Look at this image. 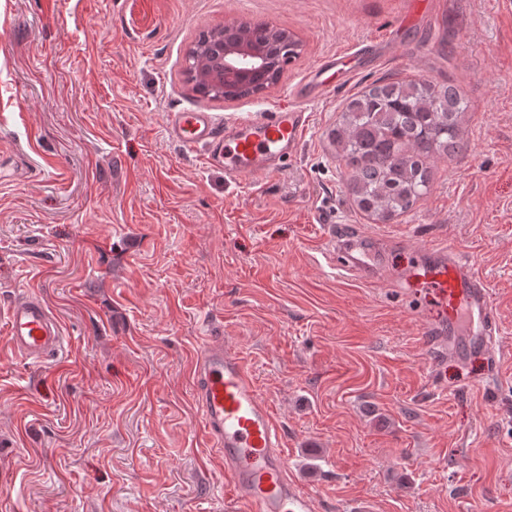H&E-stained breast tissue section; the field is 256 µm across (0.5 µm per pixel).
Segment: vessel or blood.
Returning a JSON list of instances; mask_svg holds the SVG:
<instances>
[{"label": "vessel or blood", "instance_id": "vessel-or-blood-1", "mask_svg": "<svg viewBox=\"0 0 512 512\" xmlns=\"http://www.w3.org/2000/svg\"><path fill=\"white\" fill-rule=\"evenodd\" d=\"M399 34L395 27L383 39L325 57L297 88V104L224 126L207 112H175L169 116L170 134L184 147H203L207 163L223 169L229 182L280 173L310 126L303 102L326 99L333 85L352 79L354 59L395 49ZM335 238L332 258L338 273L366 282L379 277L383 262L372 236L340 228ZM402 279L416 286L419 308L428 313L443 347L459 356L477 350L494 358L496 315L489 287L455 248H423ZM6 318L8 341L25 360L38 364L62 350L60 323L35 293L17 297ZM190 377L201 424L224 459L235 500L247 512H315L312 495L288 476L277 422L244 359L223 342L210 340L193 360Z\"/></svg>", "mask_w": 512, "mask_h": 512}]
</instances>
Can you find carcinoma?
Instances as JSON below:
<instances>
[{
	"mask_svg": "<svg viewBox=\"0 0 512 512\" xmlns=\"http://www.w3.org/2000/svg\"><path fill=\"white\" fill-rule=\"evenodd\" d=\"M468 110L457 88L427 79H380L348 98L329 138L356 207L382 222L413 209L433 159L464 149Z\"/></svg>",
	"mask_w": 512,
	"mask_h": 512,
	"instance_id": "carcinoma-1",
	"label": "carcinoma"
}]
</instances>
